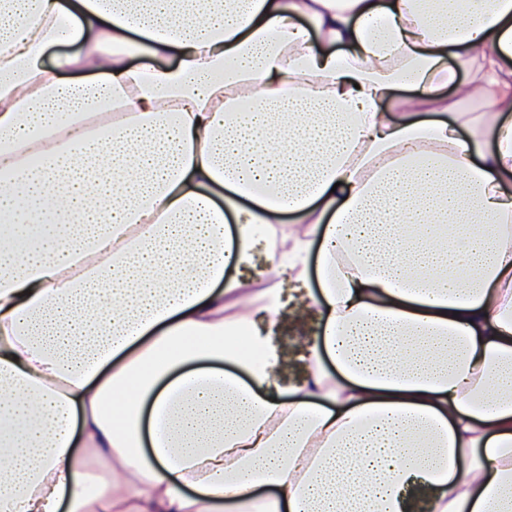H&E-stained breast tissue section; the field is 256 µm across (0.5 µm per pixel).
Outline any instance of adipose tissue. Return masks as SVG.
Listing matches in <instances>:
<instances>
[{"instance_id": "adipose-tissue-1", "label": "adipose tissue", "mask_w": 512, "mask_h": 512, "mask_svg": "<svg viewBox=\"0 0 512 512\" xmlns=\"http://www.w3.org/2000/svg\"><path fill=\"white\" fill-rule=\"evenodd\" d=\"M0 512H512V0H0ZM267 246L258 233L254 242L252 251V260L249 264L242 266L233 274L244 282L248 288H263L267 286V281L271 277L272 265L267 260ZM282 301L286 319L277 330V342L281 347L288 349L289 365L277 377L281 388H288L300 383L304 378L303 365L300 361L302 354L301 342L297 343L299 336H314L317 331V319L312 314H304L295 308L296 301L304 288L300 283L283 281L281 287Z\"/></svg>"}]
</instances>
